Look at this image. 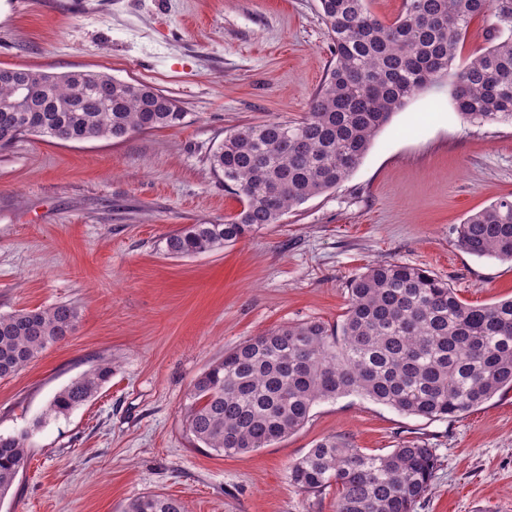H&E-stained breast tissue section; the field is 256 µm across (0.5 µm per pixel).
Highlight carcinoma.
<instances>
[{"mask_svg":"<svg viewBox=\"0 0 512 512\" xmlns=\"http://www.w3.org/2000/svg\"><path fill=\"white\" fill-rule=\"evenodd\" d=\"M335 63L299 121L232 129L209 156L241 209L224 223L189 224L165 238L174 257L210 253L266 228L309 198L336 188L374 138L416 93L451 78L457 114L473 124L512 123V0H404L392 22L367 0H318ZM496 19V43L456 68L471 22ZM187 113L149 85L104 72L48 73L0 67V147L25 135L63 141L124 139L176 128ZM476 257L512 261V195L456 227ZM344 319L318 318L254 336L224 352L186 397L184 428L195 448L233 456L266 448L305 426L314 405L356 393L405 415L451 421L512 389V298L474 306L421 266L375 264L347 282ZM77 308L58 303L0 314V379L71 335ZM112 376L100 361L48 403L59 417ZM29 432L0 435V499L29 460ZM436 463L426 443L367 454L339 436L318 440L288 479L336 512H413ZM122 512H187L177 498L148 493Z\"/></svg>","mask_w":512,"mask_h":512,"instance_id":"obj_1","label":"carcinoma"}]
</instances>
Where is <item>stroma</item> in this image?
Instances as JSON below:
<instances>
[{
    "label": "stroma",
    "mask_w": 512,
    "mask_h": 512,
    "mask_svg": "<svg viewBox=\"0 0 512 512\" xmlns=\"http://www.w3.org/2000/svg\"><path fill=\"white\" fill-rule=\"evenodd\" d=\"M334 62L317 0H0V66L143 82L187 114L123 140L0 147V314L79 312L66 340L0 379V435L29 431L31 448L0 512H122L146 492L188 512H335V492L288 481L330 435L370 454L434 448L414 512H512V390L452 422L345 395L232 457L186 438L195 378L270 329L341 322L346 284L369 265L428 268L469 304L512 296V262L467 253L456 233L512 194V124L463 121L446 80L396 112L336 189L223 250L165 254L174 230L239 211L207 161L226 132L302 118ZM103 360L113 372L94 397L46 416L58 390Z\"/></svg>",
    "instance_id": "obj_1"
}]
</instances>
